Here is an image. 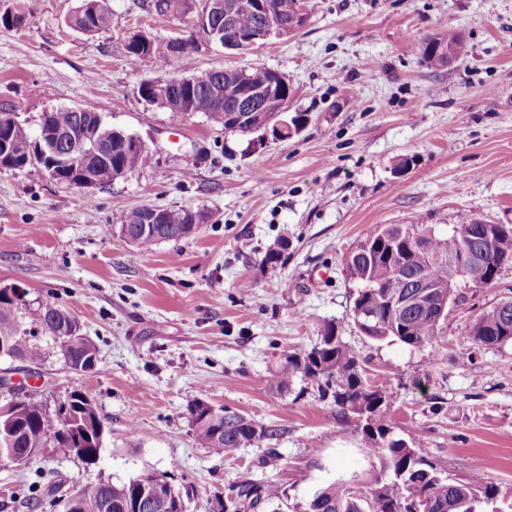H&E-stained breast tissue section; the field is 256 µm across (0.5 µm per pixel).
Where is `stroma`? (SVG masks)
<instances>
[{"instance_id":"stroma-1","label":"stroma","mask_w":512,"mask_h":512,"mask_svg":"<svg viewBox=\"0 0 512 512\" xmlns=\"http://www.w3.org/2000/svg\"><path fill=\"white\" fill-rule=\"evenodd\" d=\"M312 2L294 35L247 54L202 46L176 64L183 76L253 65L287 74L290 109L309 122L262 141L141 100L140 82L159 72L131 65L126 33L185 38L187 23L146 14L142 0H107L111 27L86 35L68 26L81 0H0L30 12L21 29L0 28V113L35 132L44 112L88 108L154 153L87 193L37 166L0 171V288H25L33 308L52 300L98 350L86 372L53 358L40 377L17 374L19 396L51 406L85 393L110 431L90 472L55 454L0 463V512H52L19 488L57 474L88 483L164 473L188 512H224L244 482L287 494L254 512H291L331 482L367 481L380 464L357 414L338 413L302 377L284 392L266 386L328 323L364 378L386 383L382 418L396 437L453 478L480 472L512 491V343L472 356L464 340L480 310L512 297V264L495 284L465 289L424 350L359 331L343 265L387 224L512 225V0ZM445 31L464 37L467 56L426 65L417 42ZM141 205L203 220L145 251L118 234ZM198 400L273 434L232 456L204 447L188 418Z\"/></svg>"}]
</instances>
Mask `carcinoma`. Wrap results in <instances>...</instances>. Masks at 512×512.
<instances>
[{"label":"carcinoma","instance_id":"obj_1","mask_svg":"<svg viewBox=\"0 0 512 512\" xmlns=\"http://www.w3.org/2000/svg\"><path fill=\"white\" fill-rule=\"evenodd\" d=\"M87 0L71 18V28L86 35H93L108 28L112 23L109 11L103 9L92 16L86 9ZM193 0H148L143 7L159 16L181 19L192 12ZM214 22L229 25L238 30H248L264 23V17L252 11L241 10L231 20L224 15L214 17ZM132 63L152 60L164 72L159 82L181 79L174 63L183 52H174L170 42L157 40L143 52L126 49ZM233 70L211 68L191 76L195 92L217 100L226 98L229 86L237 81ZM246 87L250 89L270 86L276 74L265 67L245 70ZM281 98L273 93L266 104V111L251 114V125L258 127L268 114L279 110ZM53 127L70 132L71 138L87 144L113 138V127L93 118L87 122L78 120V113L62 108L42 114ZM206 118L216 127L242 133L234 127L227 108L206 113ZM8 136L17 149H27L35 141L22 122H15L8 129ZM153 155L142 151L127 159L122 143L112 144V157L93 159L91 165L99 183L116 180L118 167L129 164L136 169L152 163ZM148 206L130 210L121 227L138 238V246L151 249L161 241L178 240L192 235L195 225L182 224L179 212L170 211V223L156 224L154 229L143 232V217ZM482 224H459L442 237L421 224H392L378 230L361 241L345 258L349 278L357 283L353 308L373 314L368 322L355 321L366 336L392 339L415 349L433 346L440 324L431 315L415 310L398 317L393 316L386 300L408 292V285L416 279H426L439 295L452 294L459 298L456 285L472 284L460 263L462 253L469 244L470 235ZM492 253L488 262L504 265L512 262V227L492 225ZM426 241V248L414 247L417 239ZM454 288H448V285ZM27 305L5 288L0 289V347L4 355L17 354L28 363L42 366L55 354L63 364L78 365L97 357L95 345L81 333H73L76 319L45 300L38 304L35 317L27 320ZM59 346H54L56 339ZM470 349L479 351L486 346L512 342V298L508 297L493 307L480 311L466 331ZM302 376L316 385L319 396H331L336 411L344 414L354 411L369 417L378 416L389 405L385 386L365 382L359 373L358 357L336 334L335 325H325L319 342L302 356H290L286 363L270 377L266 386L278 390L287 389L296 376ZM76 406V415L69 428H64L56 411L43 403L31 400L18 402L16 421L18 429L11 433L0 427V449L13 448L22 452L27 448L48 447L53 453L65 458H79L73 439V431L94 425L99 415L91 400L83 393L74 391L68 395ZM208 403L198 400L189 407L190 421L197 440L208 448H219L226 455L238 449L256 444L273 435V431L259 426L251 418L224 412L219 418L211 416ZM371 451L380 461V469L363 485L331 482L317 491L303 504L293 506V512H512V494L480 473H474L466 481L456 480L440 470L422 452L393 435L392 427L379 421L363 427ZM142 476L125 481L108 480L83 493L76 512H130L136 488ZM284 491L275 483L257 486L244 483L239 486L236 498L249 501L254 507L260 501L282 500ZM140 512H174V501L162 490L152 497Z\"/></svg>","mask_w":512,"mask_h":512}]
</instances>
